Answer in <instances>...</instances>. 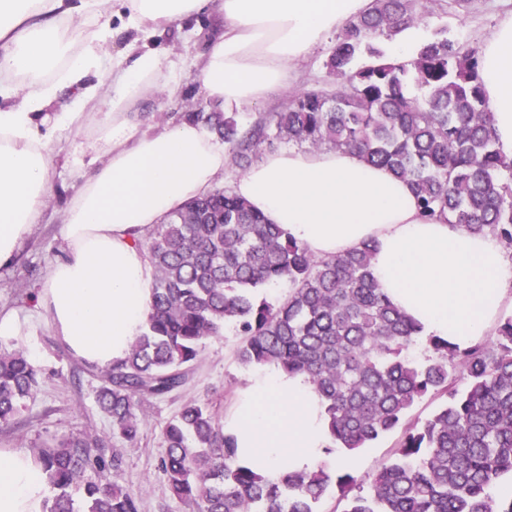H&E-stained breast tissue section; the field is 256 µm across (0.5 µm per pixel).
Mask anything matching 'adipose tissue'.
Here are the masks:
<instances>
[{"label":"adipose tissue","instance_id":"obj_1","mask_svg":"<svg viewBox=\"0 0 512 512\" xmlns=\"http://www.w3.org/2000/svg\"><path fill=\"white\" fill-rule=\"evenodd\" d=\"M125 27L146 35L209 8L224 20L195 65L207 98L240 107L287 85L310 51L368 13L373 0H118ZM104 0H0V266L19 252L50 192L49 140L39 112L76 91L68 125L99 105L107 123L84 143L101 162L82 174L62 215L64 249L39 292L51 329L78 358L106 369L123 360L149 310L153 269L146 234L186 202L230 182L234 194L318 258L375 244L383 293L423 335L467 347L484 336L512 295V262L491 233L473 234L447 215L425 219L409 183L342 149H283L241 176L204 126L140 128L138 104L155 87L176 88V62L114 37ZM497 146L512 157V14L479 49ZM238 455L266 473L309 470L327 444L325 408L305 376L264 368L250 378L224 422ZM48 485L25 451H0V512H44Z\"/></svg>","mask_w":512,"mask_h":512}]
</instances>
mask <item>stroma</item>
Here are the masks:
<instances>
[{"label":"stroma","mask_w":512,"mask_h":512,"mask_svg":"<svg viewBox=\"0 0 512 512\" xmlns=\"http://www.w3.org/2000/svg\"><path fill=\"white\" fill-rule=\"evenodd\" d=\"M439 3L440 0H431L429 4V26L447 25L449 37L474 48L481 46L502 16L512 12V0H470L467 8L446 13ZM217 25L214 13H202L176 21L164 34L147 41V48L167 52L172 60L181 63L182 69L176 94L159 89L141 102L144 129H164L172 114L212 111V103L193 78V65L206 52ZM330 47L327 41L315 47L290 88L273 91L263 105L238 109V121L248 126L261 115L281 111L290 92L329 89L331 79L325 61ZM74 97V90H64L37 117L41 133L51 137L50 194L38 224L14 263L0 268V310H12L29 319L24 336L14 340L13 345L24 349L43 372L36 395L27 401L14 423L0 425V448L28 451L41 442L82 432L100 436L121 454L117 480L138 495L140 512H191L190 506L173 495L159 467L166 449L163 427L184 401L192 398L212 402L221 417L231 416L251 371L237 360L238 336L233 330H225L223 336L206 342L188 386L165 399L147 403L148 423L135 442L113 439L112 420L95 401L100 384L97 374L84 371L82 360L53 334L48 314L34 298L51 262L63 251L60 219L78 188L77 174L95 166L93 155L83 152L82 145L110 112L109 105H101L84 126L58 130V120Z\"/></svg>","instance_id":"35a3bbf8"}]
</instances>
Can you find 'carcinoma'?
Here are the masks:
<instances>
[{
	"mask_svg": "<svg viewBox=\"0 0 512 512\" xmlns=\"http://www.w3.org/2000/svg\"><path fill=\"white\" fill-rule=\"evenodd\" d=\"M423 0H374L335 36L332 89L292 94L288 107L248 128L224 112H189L229 148L237 172L263 144L346 149L412 186L425 218L494 234L512 248V159L497 147L478 51L432 31L400 61L385 44L424 23ZM154 286L142 333L125 359L99 372L100 410L112 437L137 438L143 403L185 386L205 342L232 328L238 359L307 377L322 400L331 444L354 452L401 430L397 450L366 481L341 463L262 475L242 461L208 401L189 400L166 424L161 469L195 512H318L328 494L342 512H512L493 488L512 479V312L468 348L427 339L383 294L374 246L317 259L229 188L187 202L143 239ZM288 285L269 301L266 290ZM40 385L22 349L0 348V423L15 419ZM428 396L429 417L405 422ZM96 436L43 444L35 457L54 491L45 512H139L115 479L121 456Z\"/></svg>",
	"mask_w": 512,
	"mask_h": 512,
	"instance_id": "obj_1",
	"label": "carcinoma"
}]
</instances>
